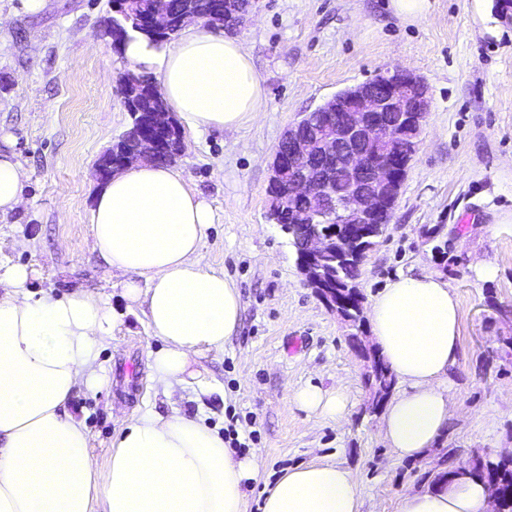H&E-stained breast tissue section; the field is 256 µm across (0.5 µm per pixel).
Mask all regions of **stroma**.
<instances>
[{
  "mask_svg": "<svg viewBox=\"0 0 512 512\" xmlns=\"http://www.w3.org/2000/svg\"><path fill=\"white\" fill-rule=\"evenodd\" d=\"M486 32L472 0H432L415 23L390 0H258L235 36L265 89L260 117L235 131L186 134L177 169L215 207L200 259L238 289L241 319L219 355L169 403L150 376L161 348L143 315L126 311L123 277L89 239V211L102 184L99 156L131 123L119 78L132 63L105 33L109 0H47L43 12L0 0V130L11 134L29 180L25 204L0 221V264L25 265L34 292L77 288L104 294L123 319L97 349L69 406L104 464L120 425L113 408L198 417L217 430L256 434L261 476L244 487L248 512L282 471L323 458L359 477L364 512H396L403 489L435 465L460 466L470 449L512 448V0ZM404 69L428 87L430 109L379 246L358 279L372 298L399 274H442L460 305L463 355L450 383L453 415L424 457L395 458L378 435L365 361L349 333L308 288L297 254L267 218L279 141L301 115L376 74ZM492 262V279L473 266ZM346 389L339 426L291 404L305 383Z\"/></svg>",
  "mask_w": 512,
  "mask_h": 512,
  "instance_id": "obj_1",
  "label": "stroma"
}]
</instances>
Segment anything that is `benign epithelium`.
<instances>
[{
	"label": "benign epithelium",
	"mask_w": 512,
	"mask_h": 512,
	"mask_svg": "<svg viewBox=\"0 0 512 512\" xmlns=\"http://www.w3.org/2000/svg\"><path fill=\"white\" fill-rule=\"evenodd\" d=\"M226 2L228 11L208 21L214 27L232 30L251 14V0ZM198 18L193 12L183 16L158 8L146 21L145 29L159 34L175 32ZM395 75L413 89L414 98L399 93L389 83L387 73L344 89L320 107L322 111L336 109L339 118L312 123L305 116L296 126L288 127L287 150L276 154L272 164L271 181L285 185V193L273 200L274 208L297 202L305 208L303 217L329 209L336 213L332 231L308 235L298 254V265L306 285L344 324L347 320L336 304V292L327 287L330 262L339 255L359 266L368 248L375 247L389 222L392 201L398 198L419 137L411 138L410 145L397 152L394 146L408 127L421 133L429 108L426 86L418 77L403 71ZM127 109L134 122H144L149 132L140 137L136 152L110 154L97 163L96 174L102 182L139 161H154L170 150L175 139L178 146H183L184 133L173 113L162 107L137 112L133 102ZM339 173L347 178L342 196L330 192L333 175Z\"/></svg>",
	"instance_id": "obj_1"
}]
</instances>
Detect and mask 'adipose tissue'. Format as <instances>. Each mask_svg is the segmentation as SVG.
Here are the masks:
<instances>
[{"label":"adipose tissue","instance_id":"ef3b65f1","mask_svg":"<svg viewBox=\"0 0 512 512\" xmlns=\"http://www.w3.org/2000/svg\"><path fill=\"white\" fill-rule=\"evenodd\" d=\"M125 57L156 74L168 111L190 132L253 122L266 93L244 44L202 24L153 47L129 41ZM28 173L0 133V219L22 206ZM216 213L182 171L141 162L113 175L90 211L92 249L123 272L128 311L163 343L151 368L167 388L199 375L198 357L220 353L241 316L238 289L200 261ZM26 266L0 269V512H247L245 481L258 456L236 457L196 417L130 414L104 466L68 405L97 348L121 322L102 295L78 288L34 296ZM372 338L400 383L379 435L396 458H418L448 428V385L462 355L459 301L447 280L421 271L388 281L371 300ZM291 401L338 425L343 389L308 383ZM487 486L469 476L409 489L397 512H490ZM262 512H363L357 474L316 461L290 468L265 491Z\"/></svg>","mask_w":512,"mask_h":512}]
</instances>
